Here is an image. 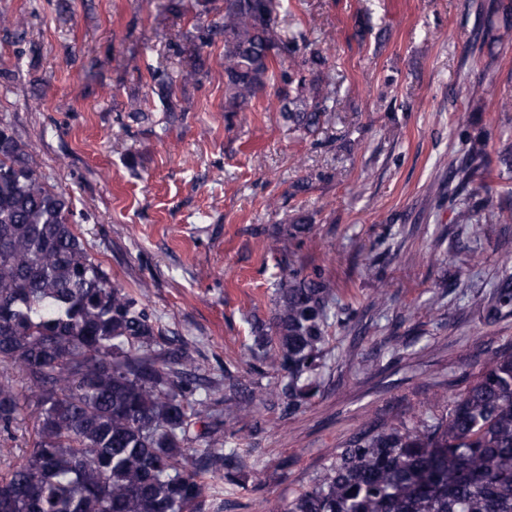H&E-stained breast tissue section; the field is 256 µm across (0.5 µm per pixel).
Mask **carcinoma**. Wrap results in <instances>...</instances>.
Segmentation results:
<instances>
[{"label": "carcinoma", "instance_id": "carcinoma-1", "mask_svg": "<svg viewBox=\"0 0 512 512\" xmlns=\"http://www.w3.org/2000/svg\"><path fill=\"white\" fill-rule=\"evenodd\" d=\"M214 16L182 34L199 54L223 37L224 111L245 112L267 89L289 128L314 135L336 115V82L325 50L300 24L279 28L283 0H194ZM472 49L512 30V5L479 8ZM207 75L193 63L171 76L149 72L151 97L169 119L190 111L176 86ZM467 155L448 160V200L476 199L457 224L512 227V197L476 182L491 140L468 133ZM512 181V145L496 151ZM64 193L48 186L27 144L0 126V431L27 424L20 455L0 453V512H235L256 486L255 448L226 447V424L267 407L293 416L319 394L314 376L343 289L315 269L288 266L269 320L250 315L251 369L277 375L237 385L241 400L202 387L199 366L163 336L142 296L112 282L71 222ZM512 306V276L486 303V321ZM408 406L392 422L368 424L272 512H512V348L488 353L480 379L448 396ZM206 447L194 448L195 427Z\"/></svg>", "mask_w": 512, "mask_h": 512}]
</instances>
